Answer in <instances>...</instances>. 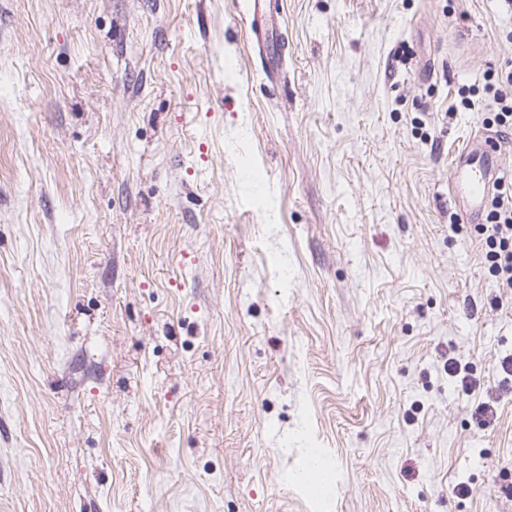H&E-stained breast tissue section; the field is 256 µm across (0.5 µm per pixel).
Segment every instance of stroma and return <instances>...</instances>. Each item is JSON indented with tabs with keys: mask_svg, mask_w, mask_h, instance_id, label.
<instances>
[{
	"mask_svg": "<svg viewBox=\"0 0 512 512\" xmlns=\"http://www.w3.org/2000/svg\"><path fill=\"white\" fill-rule=\"evenodd\" d=\"M243 5L0 0V512H512V0ZM488 90L492 92L495 108L494 123L497 126L511 131L512 128V65L501 69L497 73L496 84H490ZM493 123V124H494ZM485 144L486 141L467 144L454 160L453 196L473 220L478 218L498 170L490 151L484 149ZM505 185L506 180L498 178L495 208L489 215L493 224H482L480 232L484 235L483 256L489 274L498 288L512 292V183L507 188Z\"/></svg>",
	"mask_w": 512,
	"mask_h": 512,
	"instance_id": "35a3bbf8",
	"label": "stroma"
}]
</instances>
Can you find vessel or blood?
Instances as JSON below:
<instances>
[{
    "label": "vessel or blood",
    "mask_w": 512,
    "mask_h": 512,
    "mask_svg": "<svg viewBox=\"0 0 512 512\" xmlns=\"http://www.w3.org/2000/svg\"><path fill=\"white\" fill-rule=\"evenodd\" d=\"M497 169L484 143L465 146L455 158L453 196L470 218H478Z\"/></svg>",
    "instance_id": "vessel-or-blood-1"
}]
</instances>
